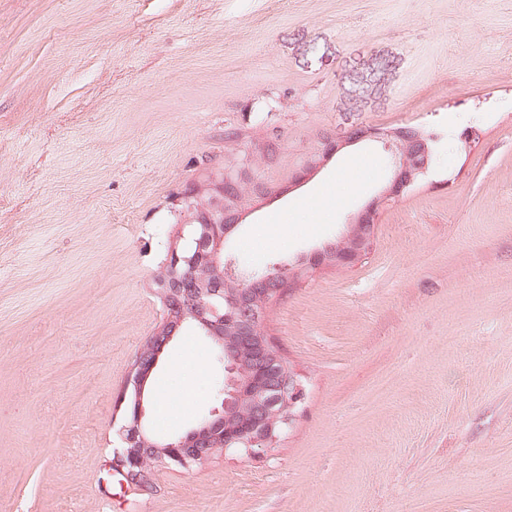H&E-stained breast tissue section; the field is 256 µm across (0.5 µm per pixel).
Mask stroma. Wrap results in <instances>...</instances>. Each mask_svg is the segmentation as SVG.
<instances>
[{
  "label": "stroma",
  "mask_w": 512,
  "mask_h": 512,
  "mask_svg": "<svg viewBox=\"0 0 512 512\" xmlns=\"http://www.w3.org/2000/svg\"><path fill=\"white\" fill-rule=\"evenodd\" d=\"M365 124L440 140L361 261L269 306L295 421L125 491L106 464L163 316L175 198L223 171L226 134L277 138L253 173L284 183ZM388 176L381 144L348 148L224 254L242 274L296 262ZM221 375L183 329L155 384L197 400L151 403V430L218 406ZM0 512H512V0H0Z\"/></svg>",
  "instance_id": "obj_1"
}]
</instances>
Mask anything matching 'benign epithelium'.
<instances>
[{"label":"benign epithelium","mask_w":512,"mask_h":512,"mask_svg":"<svg viewBox=\"0 0 512 512\" xmlns=\"http://www.w3.org/2000/svg\"><path fill=\"white\" fill-rule=\"evenodd\" d=\"M383 145L389 156L390 179L350 219L341 242L327 244L304 258L299 267L276 263L262 277L242 276L224 257L228 234L258 204L285 188L271 180L247 177L251 153L231 157L224 174L182 196V212L190 215L187 244L171 251L158 283L163 318L138 351L121 402L126 416L121 446L113 451L111 469L139 491L152 490L150 477L158 466L190 469L211 460L218 451L252 455L272 448L295 417L303 400L300 374L274 348L263 329L270 303L291 279L322 265L358 263L374 239L380 210L398 200L429 169L437 134L420 128H378L360 125L320 137V147L288 178L297 187L335 155L362 142ZM185 325L193 326L220 352L225 365L224 393L229 398L201 417L189 431L159 437L148 430L145 388L160 358ZM252 375L239 377L243 357Z\"/></svg>","instance_id":"1"}]
</instances>
